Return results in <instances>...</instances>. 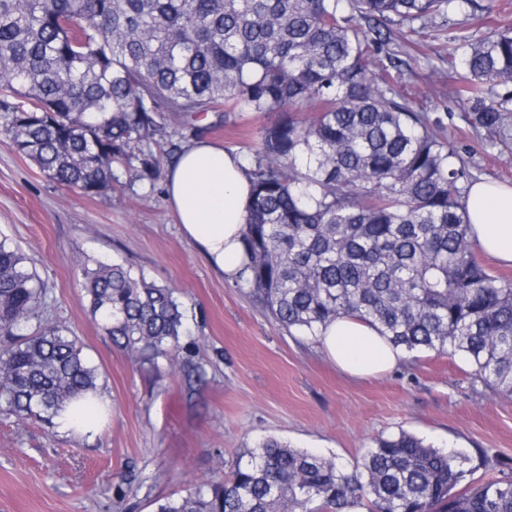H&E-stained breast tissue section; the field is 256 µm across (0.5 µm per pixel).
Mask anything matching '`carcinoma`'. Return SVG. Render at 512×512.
<instances>
[{"mask_svg": "<svg viewBox=\"0 0 512 512\" xmlns=\"http://www.w3.org/2000/svg\"><path fill=\"white\" fill-rule=\"evenodd\" d=\"M455 0H0V112L20 155L89 196L120 174L154 184L160 113L282 112L264 129L235 287L281 327L318 336L340 315L411 354L462 356L472 380L512 396V278L477 259L465 208L468 161L397 95L375 58L390 22L426 25ZM370 23V31L359 21ZM470 122L512 118V32L444 46ZM83 291L132 361L175 367L186 333L172 288L118 263ZM45 288L0 240V402L54 424L97 372L67 327L41 320ZM457 457L402 430L361 466L268 437L229 476L188 484L156 512H512V479L471 483Z\"/></svg>", "mask_w": 512, "mask_h": 512, "instance_id": "cac0c4a2", "label": "carcinoma"}]
</instances>
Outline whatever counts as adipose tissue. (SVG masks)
Segmentation results:
<instances>
[{"instance_id":"adipose-tissue-1","label":"adipose tissue","mask_w":512,"mask_h":512,"mask_svg":"<svg viewBox=\"0 0 512 512\" xmlns=\"http://www.w3.org/2000/svg\"><path fill=\"white\" fill-rule=\"evenodd\" d=\"M242 157L200 138L167 167L168 201L183 236L222 274L235 277L244 262L243 235L250 184ZM475 245L488 256L512 263V185L479 180L466 198ZM319 341L343 371L358 377L394 369L405 353L370 324L343 315L323 327ZM105 397L92 392L71 402L57 417L60 430L95 434Z\"/></svg>"}]
</instances>
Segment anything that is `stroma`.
Here are the masks:
<instances>
[{"instance_id": "35a3bbf8", "label": "stroma", "mask_w": 512, "mask_h": 512, "mask_svg": "<svg viewBox=\"0 0 512 512\" xmlns=\"http://www.w3.org/2000/svg\"><path fill=\"white\" fill-rule=\"evenodd\" d=\"M437 18L443 38L512 27V0H476ZM398 90L441 118L475 179L512 184V137L472 128L448 92L456 74L429 30L390 26ZM442 38V39H443ZM280 113L161 115L153 146L169 165L196 138L251 161ZM42 279L43 320L67 326L98 373L109 408L91 439L16 420L0 407V512H155L192 481L228 474L242 449L276 437L354 469L374 438L407 431L466 458L467 482L512 477V397L473 384L459 356L421 353L380 376L336 368L318 340L287 332L188 243L169 208L164 178L87 196L58 186L0 133V239ZM120 263L184 302L193 363H132L90 312L83 268Z\"/></svg>"}]
</instances>
